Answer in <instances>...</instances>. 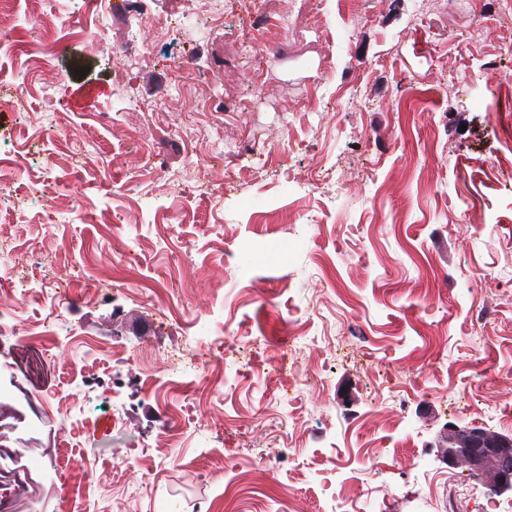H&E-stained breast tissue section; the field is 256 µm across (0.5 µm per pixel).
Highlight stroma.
I'll list each match as a JSON object with an SVG mask.
<instances>
[{
	"label": "stroma",
	"instance_id": "obj_1",
	"mask_svg": "<svg viewBox=\"0 0 512 512\" xmlns=\"http://www.w3.org/2000/svg\"><path fill=\"white\" fill-rule=\"evenodd\" d=\"M480 2L467 29L448 0H381L366 20L320 0L331 70L283 56L237 111L252 0H224L223 23L201 34L186 22L203 0H118L109 41L93 45L70 0H13L53 32L26 52L0 50V87L38 105L0 112V151L18 157L0 165L12 183L0 234L19 265H0V303L58 345L16 338L19 386L0 421L8 512H28L31 495L45 512H198L224 498L223 461L247 474L233 512H325L319 481L335 450L369 446L383 449L380 464L345 470L339 485L384 512H457V484L489 498L486 476L439 453L455 425L512 435V27L496 21L501 0ZM162 18L167 35L125 79L113 45ZM186 55L208 80L178 92L170 64ZM492 55L500 69L482 74ZM472 72L482 78L470 87ZM50 94L59 111L40 110ZM137 100L170 103L168 127ZM288 134L286 170L264 167ZM219 138L220 165L201 173L193 156ZM59 284L72 294L53 307L41 292ZM292 329L328 386L288 398L270 367ZM227 334L238 342L223 384L189 374L175 385L184 434L140 478L121 453L154 440L136 415L168 354L198 365ZM89 374L100 387L82 386ZM61 399L84 408L80 439L60 431ZM283 417L301 418L295 437L275 434ZM37 458L57 461L56 477Z\"/></svg>",
	"mask_w": 512,
	"mask_h": 512
}]
</instances>
